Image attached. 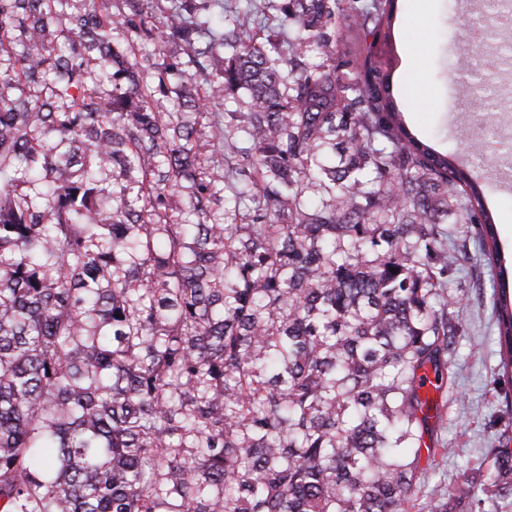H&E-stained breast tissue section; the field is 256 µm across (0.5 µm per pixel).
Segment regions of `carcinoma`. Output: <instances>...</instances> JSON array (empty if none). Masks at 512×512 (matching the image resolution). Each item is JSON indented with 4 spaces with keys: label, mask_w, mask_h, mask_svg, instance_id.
<instances>
[{
    "label": "carcinoma",
    "mask_w": 512,
    "mask_h": 512,
    "mask_svg": "<svg viewBox=\"0 0 512 512\" xmlns=\"http://www.w3.org/2000/svg\"><path fill=\"white\" fill-rule=\"evenodd\" d=\"M63 2L0 0V50L24 36L0 87L77 90L74 112L0 93V172L21 173L0 184V512H475L512 496V448H490L484 472L419 502L443 418L423 380L465 332L440 209L455 202L496 269L510 375L512 264L482 184L411 136L373 66L364 41L394 0H285L281 42L207 33L190 63L235 54L193 107L232 87L250 105L224 113V153L205 159L112 44L114 26L153 38L149 0L115 15L85 0L58 51ZM181 2L167 29L191 42L204 24ZM89 57L123 67V96L82 89ZM111 167L143 179L104 217L92 184ZM185 180L175 222L166 194ZM226 187L233 212L251 204L234 224L209 210Z\"/></svg>",
    "instance_id": "obj_1"
}]
</instances>
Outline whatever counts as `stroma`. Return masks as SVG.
Returning a JSON list of instances; mask_svg holds the SVG:
<instances>
[{"label":"stroma","mask_w":512,"mask_h":512,"mask_svg":"<svg viewBox=\"0 0 512 512\" xmlns=\"http://www.w3.org/2000/svg\"><path fill=\"white\" fill-rule=\"evenodd\" d=\"M171 0H152L150 10L154 40L140 43L131 57L144 84L156 86L155 65L163 60L183 63V84L195 91L205 88L207 80H220L224 59H211L207 77H200L188 62L184 43L165 37V22ZM467 0H430L425 9H417L413 0H397V17L388 36L378 38L374 63L390 75L392 91L403 103L408 128L427 140L437 151L452 153L464 163H474L465 144L458 140L460 126H470L474 137L485 132L474 107L475 91L467 74L458 72L456 60L463 53L458 32L467 18ZM422 44L421 82L430 93L422 106H414L401 82L406 66V47ZM246 89L225 91L213 104L207 117L197 118L194 142L202 156L208 157L224 147V115L245 109ZM487 207L498 220L499 246L512 253V169L498 178L488 190ZM457 244L466 245L468 260L462 261L450 282L451 288L466 293L467 331L458 337L452 355L447 384L432 389L431 398L443 408L444 421L434 433L435 456L422 459L429 479L423 489L430 495L446 491L463 474L475 472L484 461L486 449L512 448V380L502 377L495 345L492 311L494 271L480 258L483 246L475 233L461 232Z\"/></svg>","instance_id":"obj_1"}]
</instances>
